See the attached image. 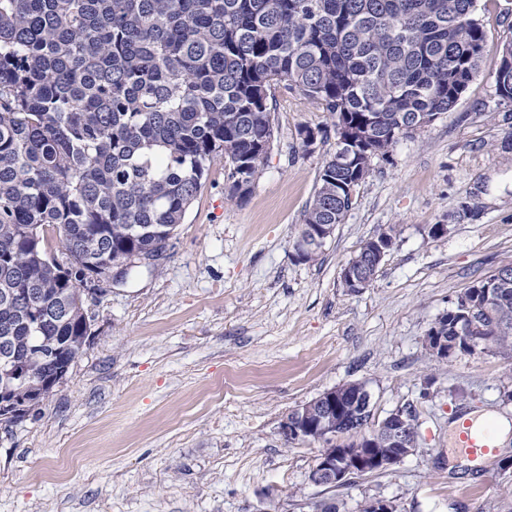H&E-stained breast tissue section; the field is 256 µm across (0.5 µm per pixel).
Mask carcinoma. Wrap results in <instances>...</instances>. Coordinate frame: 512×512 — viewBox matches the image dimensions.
Masks as SVG:
<instances>
[{"instance_id": "obj_1", "label": "carcinoma", "mask_w": 512, "mask_h": 512, "mask_svg": "<svg viewBox=\"0 0 512 512\" xmlns=\"http://www.w3.org/2000/svg\"><path fill=\"white\" fill-rule=\"evenodd\" d=\"M477 0H0V365L51 382L89 325L80 283L172 239L212 161L243 199L287 81L338 129L295 240L344 222L372 159L453 111L483 61ZM512 104V41L494 72ZM57 229L66 262L48 251ZM512 355V279L465 289L440 320Z\"/></svg>"}]
</instances>
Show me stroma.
<instances>
[{
    "label": "stroma",
    "mask_w": 512,
    "mask_h": 512,
    "mask_svg": "<svg viewBox=\"0 0 512 512\" xmlns=\"http://www.w3.org/2000/svg\"><path fill=\"white\" fill-rule=\"evenodd\" d=\"M481 69L457 107L372 161L319 259L294 241L336 151L329 113L274 90L275 139L250 193L224 198L223 160L167 250L86 303L91 335L66 380L25 420L0 422V512H512V470L451 468L450 420L494 411L512 357L439 361L433 323L475 282L512 263V106L493 72L512 41V0H478ZM317 130L304 146L302 128ZM448 231L432 236L433 225ZM395 242L368 288H343L362 241ZM359 382L373 418L412 408L417 451L343 487L311 485L318 443H285L289 410ZM62 481L46 480L49 470Z\"/></svg>",
    "instance_id": "1"
}]
</instances>
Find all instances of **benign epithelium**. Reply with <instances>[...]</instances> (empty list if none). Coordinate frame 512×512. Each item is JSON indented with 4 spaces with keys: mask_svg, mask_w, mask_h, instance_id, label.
Segmentation results:
<instances>
[{
    "mask_svg": "<svg viewBox=\"0 0 512 512\" xmlns=\"http://www.w3.org/2000/svg\"><path fill=\"white\" fill-rule=\"evenodd\" d=\"M333 231L332 225L322 226L302 243L300 252L314 250ZM341 278L351 284L354 293L363 291L372 282V277L351 265L343 268ZM440 330L441 325L431 324L423 344L432 357L444 361L450 357V352L448 341ZM8 375L13 380V386L7 390L12 395V410L4 418L17 421L26 418L29 399L39 391L41 384L33 381V376L25 364L9 367ZM371 404L372 396L367 389L351 391L347 386H340L323 392L317 398L299 406L296 414L282 419L279 430L286 439L297 440L312 433L332 439L333 447L318 455L316 464L309 473L308 479L312 485L326 489L341 487L355 476L390 470L413 452L416 435L398 412L382 422L387 441L395 451L381 453L369 446L364 452L358 453L347 448V442L342 439L341 434L352 428L365 433V415Z\"/></svg>",
    "mask_w": 512,
    "mask_h": 512,
    "instance_id": "obj_1",
    "label": "benign epithelium"
}]
</instances>
